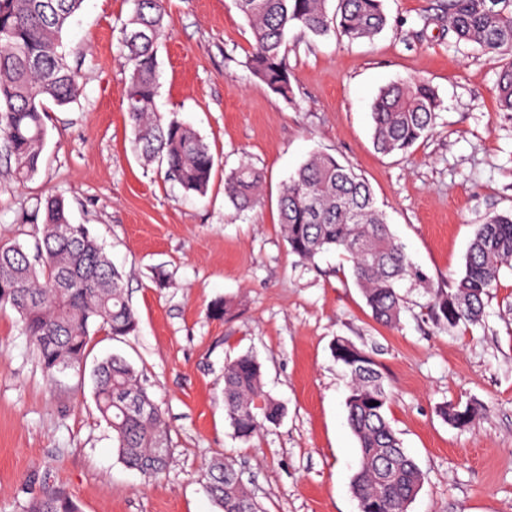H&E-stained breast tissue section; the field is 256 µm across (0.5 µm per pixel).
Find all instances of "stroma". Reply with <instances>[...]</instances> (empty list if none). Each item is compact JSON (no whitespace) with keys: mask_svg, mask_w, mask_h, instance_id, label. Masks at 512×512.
Segmentation results:
<instances>
[{"mask_svg":"<svg viewBox=\"0 0 512 512\" xmlns=\"http://www.w3.org/2000/svg\"><path fill=\"white\" fill-rule=\"evenodd\" d=\"M439 0H384L389 24L373 41L292 30L285 101L245 66L254 36L233 0H167L158 52L156 110L196 130L218 164L206 196L185 194L133 145L123 98L129 69L119 28L129 0H83L63 33L79 94L50 106L37 172L16 180L0 148V246L33 245L25 220L37 201L63 199L122 270L138 328L93 329L81 365L47 376L15 312H0V512L59 491L79 512H218L204 470L233 460L265 512H358L351 480L357 439L345 406L349 377L333 354L344 337L371 353L390 394L387 417L424 474L409 512H512V270L503 269L481 324L448 331L429 296L403 282L400 321L371 317L338 253L299 262L279 224L289 175L315 152L370 184L409 260L433 285L458 276L477 224L512 210V114L496 103L487 56L455 43ZM423 78L443 101L432 135L408 154L383 155L371 104L389 83ZM249 164L264 175V202L236 211L224 175ZM167 287H157L156 270ZM234 304L221 319L212 301ZM251 353L279 424L251 440L224 415V366ZM118 354L161 407L171 463L144 480L120 460L96 406L92 371ZM478 403L457 428L443 406Z\"/></svg>","mask_w":512,"mask_h":512,"instance_id":"obj_1","label":"stroma"}]
</instances>
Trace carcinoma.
<instances>
[{
	"label": "carcinoma",
	"mask_w": 512,
	"mask_h": 512,
	"mask_svg": "<svg viewBox=\"0 0 512 512\" xmlns=\"http://www.w3.org/2000/svg\"><path fill=\"white\" fill-rule=\"evenodd\" d=\"M83 0H0V140L20 180L33 176L44 148L43 121L48 104L75 99L78 75L62 51L61 35ZM234 0L251 25L254 46L246 67L273 93L292 98L287 34L298 29L315 37L338 34L351 42L370 41L388 25L383 0ZM120 28V44L130 66L125 110L136 151L146 165L165 167L168 179L187 194L203 196L215 167L209 145L191 127L164 122L155 110L158 47L165 35L164 0H131ZM442 12L456 42L474 46L496 69L499 109L512 112V0H442ZM442 101L425 80L393 83L371 105L373 144L383 155L406 153L435 129ZM224 191L239 212L254 209L263 197L262 173L242 165L226 177ZM43 230L31 253L21 244L0 247V310L20 315L44 371L82 361L91 328L114 336L137 328L135 310L122 274L83 224L70 223L57 198L43 206ZM279 224L289 252L313 264L340 251L372 317L395 325L403 308L399 284L410 280L430 295L436 326L477 325L485 298L502 268H512V213L495 214L476 225L463 273L448 287H435L413 266L390 230L369 183L327 153H314L284 185ZM350 376L348 423L358 441L360 467L351 490L359 512H408L424 475L393 430L386 409L389 394L373 357L339 337L332 348ZM98 410L110 424L121 461L148 480L160 477L171 460L163 413L127 361L111 356L93 370ZM377 405L372 406L370 402ZM484 411L478 404L445 406L452 426L471 425ZM224 412L235 437L248 440L264 424L283 416L280 402L264 391L261 364L243 354L224 366ZM204 477L220 512H264L246 488L235 464L212 460ZM28 512H78L60 492L34 497Z\"/></svg>",
	"instance_id": "obj_1"
}]
</instances>
